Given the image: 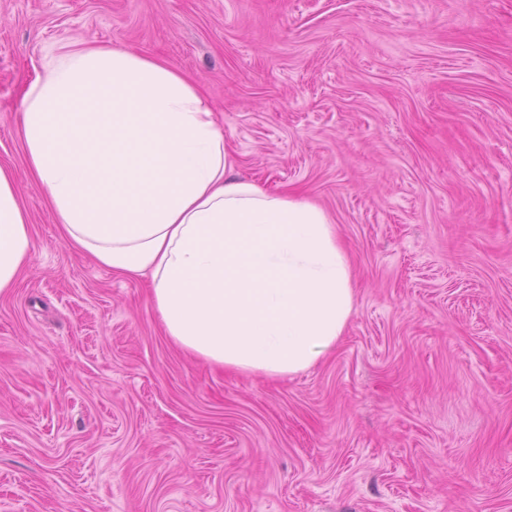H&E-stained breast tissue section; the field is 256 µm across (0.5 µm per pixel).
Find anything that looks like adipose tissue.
Segmentation results:
<instances>
[{"label":"adipose tissue","instance_id":"adipose-tissue-1","mask_svg":"<svg viewBox=\"0 0 512 512\" xmlns=\"http://www.w3.org/2000/svg\"><path fill=\"white\" fill-rule=\"evenodd\" d=\"M19 112L27 170L64 242L113 273L148 277L174 345L268 378L336 349L355 308L336 225L297 193L234 175L198 79L76 40L45 55ZM33 248L14 171L0 166V293Z\"/></svg>","mask_w":512,"mask_h":512}]
</instances>
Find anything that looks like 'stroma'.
<instances>
[{"mask_svg":"<svg viewBox=\"0 0 512 512\" xmlns=\"http://www.w3.org/2000/svg\"><path fill=\"white\" fill-rule=\"evenodd\" d=\"M77 39L196 76L236 173L331 215V357L224 372L65 244L18 105ZM0 165L35 242L0 294V512H512V0H0Z\"/></svg>","mask_w":512,"mask_h":512,"instance_id":"1","label":"stroma"}]
</instances>
